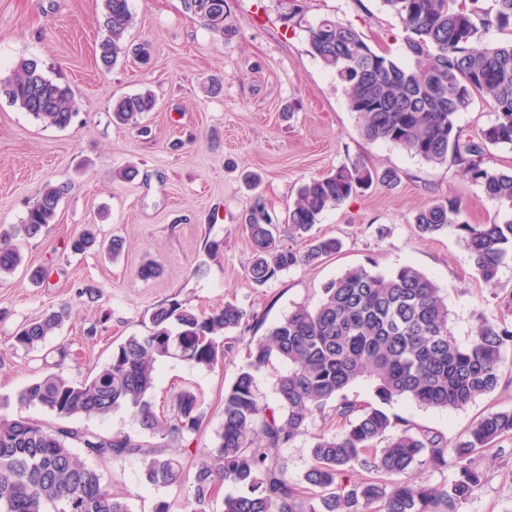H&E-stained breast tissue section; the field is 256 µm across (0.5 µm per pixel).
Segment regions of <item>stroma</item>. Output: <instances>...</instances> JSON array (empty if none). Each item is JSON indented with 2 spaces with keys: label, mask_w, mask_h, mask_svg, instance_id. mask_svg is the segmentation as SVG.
I'll return each mask as SVG.
<instances>
[{
  "label": "stroma",
  "mask_w": 512,
  "mask_h": 512,
  "mask_svg": "<svg viewBox=\"0 0 512 512\" xmlns=\"http://www.w3.org/2000/svg\"><path fill=\"white\" fill-rule=\"evenodd\" d=\"M227 3L235 30L229 37L209 30L183 0H130L135 21L126 41L149 44L151 57L144 64L129 54L107 71L97 57L106 35L102 0H0V78L34 59L76 99L71 123L58 129L0 97V225L23 223L45 184L65 188L55 224L24 244L21 268L0 274V413L21 410L59 425L47 408H19L16 392L50 372L79 381L93 374L108 363L113 346L147 332L153 307L163 301L206 311L232 301L257 320L235 331L233 358L212 369L177 358L157 365L156 411L169 410L184 388L202 399L206 418L199 432L168 444L190 467L216 443L224 390L247 364L249 345L297 308L316 306L324 284L346 269L387 273L414 266L441 288L462 344L472 341L480 319L512 323V264L495 283H484L461 239L448 233L423 238L413 224L415 212L437 197H463L472 224L504 221L512 209L487 200L454 164L435 167L365 140L335 75L308 52V27L330 17L351 23L374 49L409 62L398 20L380 0ZM145 90L157 100L145 116L148 134L114 123L113 100ZM356 160L396 169L401 180L392 187L373 184L323 213L312 232L339 238L338 254L262 286L252 282L243 222L255 198L264 199L268 221L282 223L306 179ZM127 167L137 169L134 180L120 178ZM88 226L102 240L121 237V255L73 253L71 238ZM148 263L158 265L159 275L140 276ZM38 266L46 270L39 284L29 277ZM86 287L97 296L83 295ZM61 309L70 316L55 336L28 352L13 348L20 326ZM510 409L512 378L458 410L402 399L390 411L452 444L484 414ZM340 431L327 409L283 449L295 482L310 465L313 436ZM476 465L483 485L459 512H512V455L492 446ZM106 469L113 493L126 496L131 512H152L161 499L172 512L192 508L187 488L148 485L139 456L108 462Z\"/></svg>",
  "instance_id": "1"
}]
</instances>
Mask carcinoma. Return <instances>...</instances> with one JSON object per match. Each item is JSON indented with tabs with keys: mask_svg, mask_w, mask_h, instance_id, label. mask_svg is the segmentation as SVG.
<instances>
[{
	"mask_svg": "<svg viewBox=\"0 0 512 512\" xmlns=\"http://www.w3.org/2000/svg\"><path fill=\"white\" fill-rule=\"evenodd\" d=\"M403 24L413 58L403 65L372 48L347 22L325 18L308 29L309 52L344 87L350 111L362 135L387 141L432 165L452 162L491 201L512 206V170L491 164L490 148H512V40L488 42L492 30L512 31V0H382ZM185 8L212 31L233 34L226 23L227 0H184ZM134 22L129 0H104L107 37L98 44L104 69L125 50ZM0 95L46 126L71 122V89L48 79L34 59L22 61L0 80ZM493 119L473 136L457 125V116L476 100ZM149 91L123 96L112 104L115 121L133 128L154 110ZM395 169L378 171L355 162L327 175L311 177L299 188L283 224L266 222L257 200L245 216L252 243L248 273L264 285L300 264H316L336 255L341 242L308 233L326 210L359 195L373 183L392 186ZM63 187L47 183L24 223L0 227V273L23 263L18 237L33 239L54 223ZM423 237L453 232L487 283L512 261V219L469 224L459 198L438 197L416 212ZM67 318L52 311L22 325L12 346L25 351L46 342ZM250 315L234 302L197 312L177 300L158 304L151 328L129 336L112 349L110 361L82 380L61 374L39 377L15 395L21 407L41 405L56 416H104L124 408L153 438L189 437L205 417L198 396L180 391L172 413L159 415L150 399L156 363L180 358L212 369L231 356L229 334ZM512 344V326L481 321L470 344L460 345L450 326L446 298L431 279L412 266L390 274L356 267L329 280L319 304L300 307L271 327L250 348L248 364L224 390V421L214 451L189 471L162 444H142L122 433L104 435L81 427L45 426L21 413L0 416V512H130L126 498L112 493V475L100 468L127 455L140 456L146 481L155 486L189 485L194 512H204L218 490L223 512H457L475 497L482 474L475 465L481 448L512 436V410L482 416L453 447L384 409L399 399L421 406L457 410L494 391ZM276 357L288 371L274 382L275 404L262 405L253 372ZM366 382L379 405H362L346 392ZM333 404L345 422L342 433L314 436L311 462L302 490L280 455L302 434L314 414ZM452 466L450 487L438 490L412 478L425 466ZM357 472L366 476L353 478Z\"/></svg>",
	"mask_w": 512,
	"mask_h": 512,
	"instance_id": "obj_1",
	"label": "carcinoma"
}]
</instances>
